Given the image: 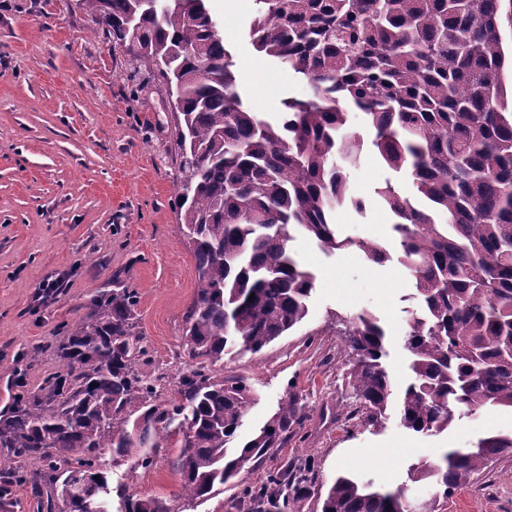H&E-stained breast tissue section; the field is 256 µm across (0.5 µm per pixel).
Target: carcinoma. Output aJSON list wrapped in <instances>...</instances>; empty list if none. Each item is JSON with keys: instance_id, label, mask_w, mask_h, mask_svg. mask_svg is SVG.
<instances>
[{"instance_id": "obj_1", "label": "carcinoma", "mask_w": 512, "mask_h": 512, "mask_svg": "<svg viewBox=\"0 0 512 512\" xmlns=\"http://www.w3.org/2000/svg\"><path fill=\"white\" fill-rule=\"evenodd\" d=\"M205 2L167 0L155 13L149 0H81L92 33L179 100L177 208L197 277L184 345L195 365L179 375L170 404L153 403L160 377L133 333L137 293L101 292L66 331L55 370L0 415V447L9 449L0 456V512L14 507L16 484L31 485L39 512H107L100 451L148 468L150 449L168 447L176 425L188 430L177 469L194 498L281 446L299 422L296 400L234 452L251 390L214 379L212 366L233 351L259 353L304 322L315 278L290 251L294 232L328 253L354 245L374 263L390 259L380 242L341 238L330 221L346 202L364 209L341 165L356 163L363 146L345 133L344 103L362 114L382 160L408 176L411 194L389 185L380 196L398 218L400 261L421 312L407 322L411 380L398 396L377 320L334 314L352 350L345 379L356 407L332 417L377 426L395 403L405 428L432 435L461 413L512 409V103L499 0H254L255 50L311 89L282 101L273 119L244 106ZM511 454L512 435L488 436L412 465L408 479L432 488L425 512H436ZM307 483L278 471L243 495L301 512ZM403 499L402 488L339 473L321 512H397ZM125 503L126 512H165L152 498Z\"/></svg>"}]
</instances>
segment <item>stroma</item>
Segmentation results:
<instances>
[{
  "mask_svg": "<svg viewBox=\"0 0 512 512\" xmlns=\"http://www.w3.org/2000/svg\"><path fill=\"white\" fill-rule=\"evenodd\" d=\"M207 8L251 111L271 116L284 99L309 96L303 80L254 50L247 36L253 0H207ZM92 26L72 0H0V411L20 388L43 384L67 326L116 282L138 293L134 332L163 375L157 402L172 398L178 375L191 366L183 330L197 288L195 259L177 213L166 91L135 72L110 39L92 35ZM346 131L364 140L348 175L353 197L365 208L339 206L332 222L341 236L395 247L396 219L376 191L388 182L408 189V177L382 162L361 114L351 113ZM292 247L316 276L305 321L260 354L228 356L214 367L216 377L245 382L255 392L240 439H250L286 400L298 403L301 426L289 429L287 441L248 481L307 464L313 480L302 512H321L324 490L341 471L389 491L404 488L419 510L430 492L409 482L408 467L432 460L438 448H468L485 436L511 434L512 411L463 415L433 436L409 431L393 417L356 429L331 422L323 414L327 406H354L334 314L371 312L390 338L394 377L408 382L402 340L417 306L414 284L395 258L375 264L354 247L327 254L302 235ZM51 281L57 290L43 297ZM179 452L176 443L156 449L155 465L143 469L107 448L100 463L113 487L158 499L167 512H246L238 487L215 486L203 499L181 497L173 468ZM444 512H512V457L490 462L449 497Z\"/></svg>",
  "mask_w": 512,
  "mask_h": 512,
  "instance_id": "35a3bbf8",
  "label": "stroma"
}]
</instances>
